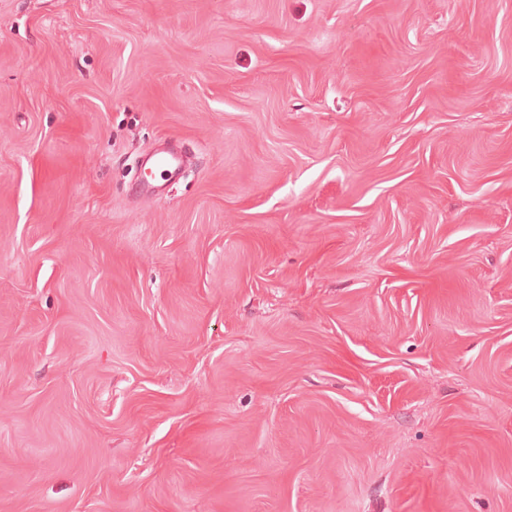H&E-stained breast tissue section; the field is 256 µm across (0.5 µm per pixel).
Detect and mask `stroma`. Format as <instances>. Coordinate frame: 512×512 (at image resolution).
I'll return each instance as SVG.
<instances>
[{
	"label": "stroma",
	"mask_w": 512,
	"mask_h": 512,
	"mask_svg": "<svg viewBox=\"0 0 512 512\" xmlns=\"http://www.w3.org/2000/svg\"><path fill=\"white\" fill-rule=\"evenodd\" d=\"M0 512H512V0H0Z\"/></svg>",
	"instance_id": "stroma-1"
}]
</instances>
